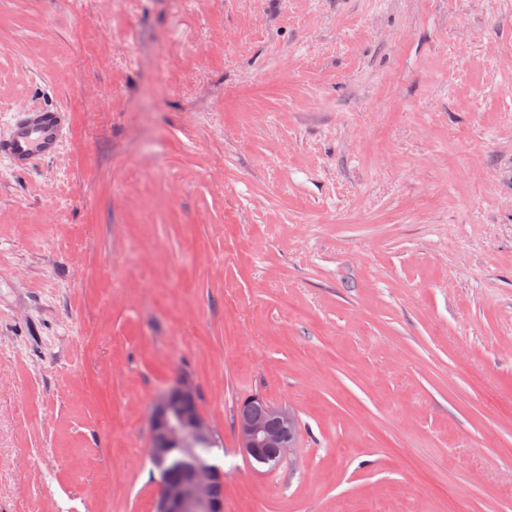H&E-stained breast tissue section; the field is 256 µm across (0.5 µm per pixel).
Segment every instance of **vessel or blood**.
Segmentation results:
<instances>
[{"label": "vessel or blood", "instance_id": "b4317fda", "mask_svg": "<svg viewBox=\"0 0 512 512\" xmlns=\"http://www.w3.org/2000/svg\"><path fill=\"white\" fill-rule=\"evenodd\" d=\"M70 125L69 112L20 105L7 133L0 134V160L14 172H26L35 158L51 159L59 153Z\"/></svg>", "mask_w": 512, "mask_h": 512}]
</instances>
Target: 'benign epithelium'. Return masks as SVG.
Listing matches in <instances>:
<instances>
[{
	"mask_svg": "<svg viewBox=\"0 0 512 512\" xmlns=\"http://www.w3.org/2000/svg\"><path fill=\"white\" fill-rule=\"evenodd\" d=\"M252 399L237 412L238 446L256 464L266 462L264 451L276 449L282 461L292 448L295 417L286 409L269 406L266 416L252 418ZM214 430L201 412L198 391L188 377H179L156 399L150 414L148 455L160 466L155 512H224V502L214 496V487L224 481V470L194 450L214 443Z\"/></svg>",
	"mask_w": 512,
	"mask_h": 512,
	"instance_id": "7a95c632",
	"label": "benign epithelium"
}]
</instances>
